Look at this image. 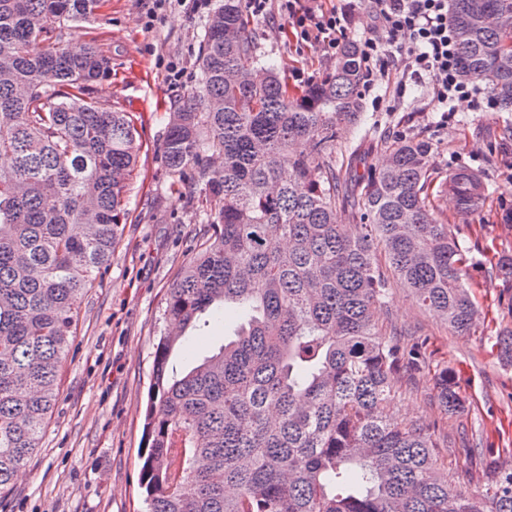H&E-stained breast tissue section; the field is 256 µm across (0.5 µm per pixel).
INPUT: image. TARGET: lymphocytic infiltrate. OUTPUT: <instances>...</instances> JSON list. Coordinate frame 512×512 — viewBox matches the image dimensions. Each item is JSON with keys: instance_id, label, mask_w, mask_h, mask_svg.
Wrapping results in <instances>:
<instances>
[{"instance_id": "lymphocytic-infiltrate-1", "label": "lymphocytic infiltrate", "mask_w": 512, "mask_h": 512, "mask_svg": "<svg viewBox=\"0 0 512 512\" xmlns=\"http://www.w3.org/2000/svg\"><path fill=\"white\" fill-rule=\"evenodd\" d=\"M289 32L297 40L321 43L326 52L339 48L356 10L354 0L340 9H325L321 0H283ZM379 34L364 39L366 69L385 68L402 60L411 77L431 78L440 108L458 99L473 102L481 112L496 110L497 102L482 84L461 74V55L448 0H369Z\"/></svg>"}]
</instances>
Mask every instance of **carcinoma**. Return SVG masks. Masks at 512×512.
Segmentation results:
<instances>
[{"label":"carcinoma","instance_id":"cac0c4a2","mask_svg":"<svg viewBox=\"0 0 512 512\" xmlns=\"http://www.w3.org/2000/svg\"><path fill=\"white\" fill-rule=\"evenodd\" d=\"M101 0H0V495L41 445L75 336L77 303L112 264L141 149L134 117L91 87L102 50L65 30ZM463 76L512 110V0H452ZM244 0L202 26L199 80L173 106L162 144L171 189L190 188L207 226L170 285L172 330L155 350L139 485L147 512H512V468L477 493L436 466L425 423L393 418V382L427 367V340L378 327L387 276L459 334L478 331L469 259L434 211L430 145L380 142L379 169L336 163L362 107L358 44L300 92L262 69ZM442 192L473 211L481 178ZM225 304L245 326L180 375L184 328ZM443 411L464 410L435 373Z\"/></svg>","mask_w":512,"mask_h":512}]
</instances>
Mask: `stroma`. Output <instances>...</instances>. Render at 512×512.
Here are the masks:
<instances>
[{
    "label": "stroma",
    "instance_id": "stroma-1",
    "mask_svg": "<svg viewBox=\"0 0 512 512\" xmlns=\"http://www.w3.org/2000/svg\"><path fill=\"white\" fill-rule=\"evenodd\" d=\"M147 0H102L99 11L66 35L69 44L92 42L110 59V72L95 86L102 104L133 113L142 148L126 183L128 216L112 258L78 304L76 335L61 370L59 399L42 446L0 496V512H144L139 488L147 391L156 344L168 331L169 285L206 230L189 196L170 190L161 145L171 107L194 86L205 15L189 16L172 0L161 22L145 28ZM272 14L252 17V36L291 88L319 80L334 64L322 45L295 40L278 0ZM183 66L180 80L167 69ZM364 109L355 136L336 154L357 152L362 164L380 166L384 138L409 135L428 141L437 172L464 167L486 187L480 210L461 216L442 194L434 205L469 251L471 293L480 312L476 334L460 336L433 312L420 308L397 280H390L383 331L411 329L428 340L434 365L448 367L465 399L449 417L435 398L432 369L409 371L396 382L399 422L433 425L438 466L458 490L472 493L501 467L512 468V365L498 356V336L512 329V280L497 264L512 256V112H479L458 100L439 112L430 78H407L403 63L364 75ZM247 321L238 307L206 314L181 336L170 361L182 372L216 352Z\"/></svg>",
    "mask_w": 512,
    "mask_h": 512
}]
</instances>
